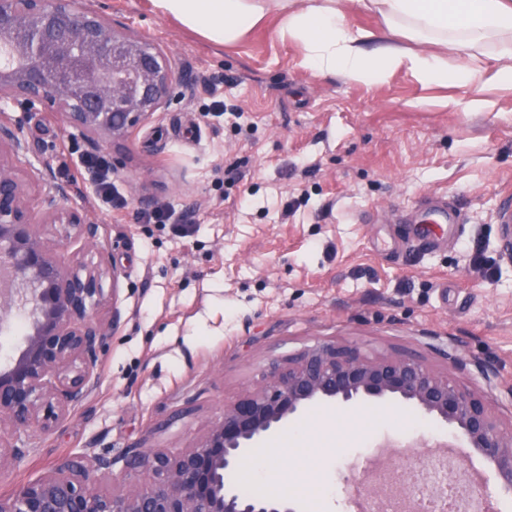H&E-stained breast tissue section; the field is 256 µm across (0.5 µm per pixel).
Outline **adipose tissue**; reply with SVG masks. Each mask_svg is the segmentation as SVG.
Returning <instances> with one entry per match:
<instances>
[{
    "instance_id": "ef3b65f1",
    "label": "adipose tissue",
    "mask_w": 512,
    "mask_h": 512,
    "mask_svg": "<svg viewBox=\"0 0 512 512\" xmlns=\"http://www.w3.org/2000/svg\"><path fill=\"white\" fill-rule=\"evenodd\" d=\"M210 41H236L267 14L283 18L282 31L297 40L301 64L324 75L372 84L404 68L420 82L469 85L479 77L473 57L494 45L493 79L512 86V0H359L382 21L351 28L342 0H152ZM455 66H448L445 54Z\"/></svg>"
}]
</instances>
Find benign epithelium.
Masks as SVG:
<instances>
[{
    "label": "benign epithelium",
    "mask_w": 512,
    "mask_h": 512,
    "mask_svg": "<svg viewBox=\"0 0 512 512\" xmlns=\"http://www.w3.org/2000/svg\"><path fill=\"white\" fill-rule=\"evenodd\" d=\"M174 63L154 43L126 34L86 0H0V100L37 103L104 149L123 145L173 100ZM18 127L0 115V308L31 315L22 347L0 365V469L29 449L21 432L60 426L97 384L96 365L120 322L103 279L120 272L63 262L44 227L73 243L99 238L100 225L70 205L73 183L24 170ZM265 384L224 406V416L177 453L135 448L125 491L93 479L112 472L107 453L66 457L46 474L0 496V512H294L280 496H247L227 480L282 424L322 404L395 398L447 423L493 467L494 488L512 494V426L484 398L408 353L363 356L334 343L270 360Z\"/></svg>",
    "instance_id": "1"
}]
</instances>
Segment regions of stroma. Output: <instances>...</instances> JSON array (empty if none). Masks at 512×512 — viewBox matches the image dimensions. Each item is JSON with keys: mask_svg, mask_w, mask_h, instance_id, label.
<instances>
[{"mask_svg": "<svg viewBox=\"0 0 512 512\" xmlns=\"http://www.w3.org/2000/svg\"><path fill=\"white\" fill-rule=\"evenodd\" d=\"M177 65V100L120 149L103 151L113 203L77 179L92 146L52 113L0 102L19 121L26 157L99 224L93 244L58 247L65 262L107 260L121 273V319L97 363L98 383L60 428L32 434L27 457L0 476V495L62 457L109 453L121 490L134 448L178 451L255 389L270 359L328 341L368 356L408 350L512 423V397L471 365L512 381V246L498 222L512 203V87L491 82V51L474 86L425 85L408 70L366 85L300 64L272 13L218 46L160 14L151 0H91ZM478 100L469 112L459 100ZM460 223L435 246L416 241L430 201ZM168 210L149 223L146 211ZM305 461L254 450L231 476L256 491L252 463L280 468L272 492L299 512H356L351 478L372 488L427 454L450 428L393 399L319 405ZM299 419V420H300Z\"/></svg>", "mask_w": 512, "mask_h": 512, "instance_id": "obj_1", "label": "stroma"}]
</instances>
